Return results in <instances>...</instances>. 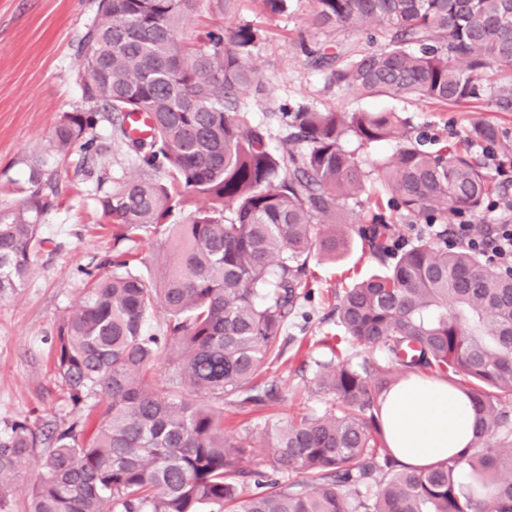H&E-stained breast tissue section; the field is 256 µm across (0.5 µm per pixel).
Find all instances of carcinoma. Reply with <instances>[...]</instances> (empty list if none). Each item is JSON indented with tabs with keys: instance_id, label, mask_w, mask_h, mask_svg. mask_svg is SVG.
<instances>
[{
	"instance_id": "cac0c4a2",
	"label": "carcinoma",
	"mask_w": 512,
	"mask_h": 512,
	"mask_svg": "<svg viewBox=\"0 0 512 512\" xmlns=\"http://www.w3.org/2000/svg\"><path fill=\"white\" fill-rule=\"evenodd\" d=\"M203 0H100L84 38L89 111L64 112L28 156L17 206L0 205V297L18 294L43 246L41 221L56 207L53 173L73 152L81 166L106 146L88 137L110 120L138 173L112 180L97 212L113 228V254L81 270L82 304L56 329V369L78 405L100 397L92 430L75 419L42 445L26 419L0 426V512H12L9 479L36 457L40 480L25 512H512V275L489 271L480 253L448 246V231L407 246L393 219L469 223L509 196L512 137L476 121L463 144L430 148L396 112L279 113L286 147L240 111L245 87L262 91L252 65L260 29L249 23L181 38ZM315 25H376L383 46L309 50L336 86L361 95L420 96L440 106L486 104L512 112V0H311ZM151 118L134 138L125 121ZM399 140L377 172L382 195L369 222L352 228L383 267L344 291L336 316L347 343L384 351L357 363L334 349L318 363L319 392L336 410L269 423L260 438L224 432V405L242 412L284 400L257 380L277 362L281 337L312 252L349 247L340 208L366 191L370 172L344 142ZM493 155L489 169L471 153ZM205 198L207 206L195 201ZM189 212V220L177 218ZM168 227L171 254L158 274L118 245ZM168 316L160 336L147 315ZM168 351V388L150 380ZM413 374L448 380L471 398L470 452L426 469L401 463L379 424L385 394ZM262 449L281 472L246 471ZM251 477L247 493L240 478Z\"/></svg>"
}]
</instances>
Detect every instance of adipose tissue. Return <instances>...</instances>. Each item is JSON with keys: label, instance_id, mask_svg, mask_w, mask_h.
<instances>
[{"label": "adipose tissue", "instance_id": "ef3b65f1", "mask_svg": "<svg viewBox=\"0 0 512 512\" xmlns=\"http://www.w3.org/2000/svg\"><path fill=\"white\" fill-rule=\"evenodd\" d=\"M380 422L394 455L424 469L466 450L475 410L470 398L446 381L414 375L392 388Z\"/></svg>", "mask_w": 512, "mask_h": 512}]
</instances>
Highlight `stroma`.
I'll list each match as a JSON object with an SVG mask.
<instances>
[{
    "label": "stroma",
    "instance_id": "stroma-1",
    "mask_svg": "<svg viewBox=\"0 0 512 512\" xmlns=\"http://www.w3.org/2000/svg\"><path fill=\"white\" fill-rule=\"evenodd\" d=\"M97 7L98 0H0V186L25 184L26 156L62 113L91 109L84 94L87 75L81 44ZM245 22L263 32L252 60L265 90L242 94L241 109L267 127L271 149H281L285 136L277 113L300 103L322 111L397 112L416 132L448 145L458 143L470 123L478 120L497 122L512 132V114L482 108L463 112L416 96H361L331 85L327 70L312 65L306 48L343 43L366 49L368 33L314 27L309 0H287L285 11L277 15L261 13L255 0H237L227 11L217 8L215 0H205L183 38L194 44L211 28L230 31ZM94 134L107 145V152L90 177L79 169L80 155H73L68 173L59 179V205L42 219L45 244L25 288L16 296L0 298V422L26 418L39 432L84 415L96 401L91 395L85 404L73 405L54 365L59 320L85 297L80 269L113 247L111 231L99 225L94 197L104 191L105 180L129 168L127 149L111 123L100 122ZM308 269L309 290L299 296L283 332L284 354L260 375L261 380L279 382L286 400L253 412L225 407L224 427L230 434L258 433L268 420L319 414L334 403L314 384L318 362L329 357L328 344L344 335L334 308L346 288L379 272L381 266L355 238L336 259L311 256Z\"/></svg>",
    "mask_w": 512,
    "mask_h": 512
}]
</instances>
